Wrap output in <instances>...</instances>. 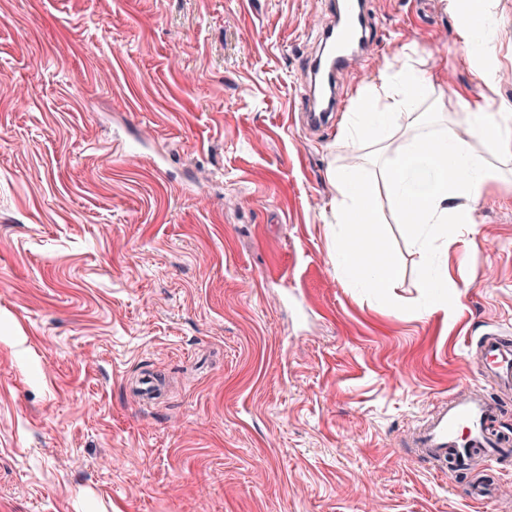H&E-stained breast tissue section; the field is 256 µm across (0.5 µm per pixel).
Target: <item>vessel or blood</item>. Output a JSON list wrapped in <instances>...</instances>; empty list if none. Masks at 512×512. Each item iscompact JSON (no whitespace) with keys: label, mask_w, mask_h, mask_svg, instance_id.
Listing matches in <instances>:
<instances>
[{"label":"vessel or blood","mask_w":512,"mask_h":512,"mask_svg":"<svg viewBox=\"0 0 512 512\" xmlns=\"http://www.w3.org/2000/svg\"><path fill=\"white\" fill-rule=\"evenodd\" d=\"M337 15L329 19L317 37L323 50L306 69V93L302 119L306 125L324 124L328 113L337 111L336 78L350 67L345 48L371 38V21L366 0H342ZM477 370L491 374L497 383L512 389V336L488 331L478 340ZM500 414L498 403L477 391H467L437 408L415 434L412 444L420 458L430 462L445 478L468 468L473 455L487 452L495 459L512 457V438H493L486 428Z\"/></svg>","instance_id":"obj_1"}]
</instances>
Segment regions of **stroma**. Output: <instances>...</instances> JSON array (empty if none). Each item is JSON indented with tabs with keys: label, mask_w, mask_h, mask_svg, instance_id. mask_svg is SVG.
<instances>
[{
	"label": "stroma",
	"mask_w": 512,
	"mask_h": 512,
	"mask_svg": "<svg viewBox=\"0 0 512 512\" xmlns=\"http://www.w3.org/2000/svg\"><path fill=\"white\" fill-rule=\"evenodd\" d=\"M489 58L512 105V0ZM377 49L346 110L413 51L448 125L482 88L450 0H368ZM327 0H0V512H512V463L471 499L414 431L512 331V185L441 254L459 295L425 308L423 260L380 197L399 275L331 260L336 167L386 157L299 118ZM146 372L165 379L134 398Z\"/></svg>",
	"instance_id": "35a3bbf8"
}]
</instances>
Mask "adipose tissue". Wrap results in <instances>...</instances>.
Returning a JSON list of instances; mask_svg holds the SVG:
<instances>
[{"label":"adipose tissue","mask_w":512,"mask_h":512,"mask_svg":"<svg viewBox=\"0 0 512 512\" xmlns=\"http://www.w3.org/2000/svg\"><path fill=\"white\" fill-rule=\"evenodd\" d=\"M470 3V10L462 17L461 34L470 47L480 80L491 92L496 77L484 67L482 53L487 39L499 37L500 30L490 0ZM381 82L385 95L369 94L355 111L347 113L342 129L345 138H366L382 145L390 139L399 112H411L417 124L426 120V113L417 112L416 107L429 97L431 78L409 54H401L396 62L385 65ZM487 144L498 153H512V110L476 106L468 115L467 135L463 138L450 128L407 138L396 154L385 160L383 188H376L373 174L363 167L332 171L339 221L348 227L332 257L344 280L352 287L380 293L396 279L393 265L372 252V243L381 230L377 198L383 189L424 259L422 286L429 308L445 307L458 289L448 277L447 265L437 257L435 239L447 235L449 225L469 223L472 203L497 180L496 170L482 151Z\"/></svg>","instance_id":"adipose-tissue-1"}]
</instances>
